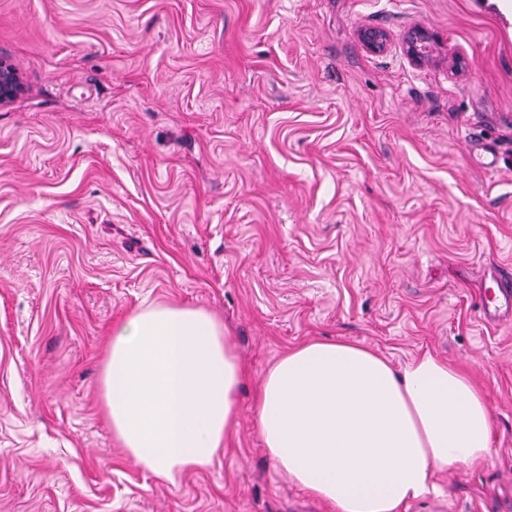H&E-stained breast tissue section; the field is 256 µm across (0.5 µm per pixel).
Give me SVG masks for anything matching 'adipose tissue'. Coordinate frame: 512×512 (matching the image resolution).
I'll return each mask as SVG.
<instances>
[{"mask_svg": "<svg viewBox=\"0 0 512 512\" xmlns=\"http://www.w3.org/2000/svg\"><path fill=\"white\" fill-rule=\"evenodd\" d=\"M245 375L211 312L151 303L112 328L104 413L128 456L174 484L217 459L238 424ZM253 410L274 463L335 512H399L436 492V471L491 453L484 395L429 354L397 368L358 343L312 340L268 368Z\"/></svg>", "mask_w": 512, "mask_h": 512, "instance_id": "ef3b65f1", "label": "adipose tissue"}]
</instances>
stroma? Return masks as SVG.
Returning <instances> with one entry per match:
<instances>
[{"label": "stroma", "instance_id": "obj_1", "mask_svg": "<svg viewBox=\"0 0 512 512\" xmlns=\"http://www.w3.org/2000/svg\"><path fill=\"white\" fill-rule=\"evenodd\" d=\"M0 57L25 84L0 108V512H332L253 426V384L314 338L469 374L493 453L401 512H512V317L481 308L512 269V23L487 0H0ZM151 301L213 313L248 371L226 448L173 485L99 394ZM433 40V37L429 33V31L422 27H417L411 30L405 39V48L408 57L416 64H423L428 61L431 56L430 54L426 55L422 48L426 44H430Z\"/></svg>", "mask_w": 512, "mask_h": 512}]
</instances>
